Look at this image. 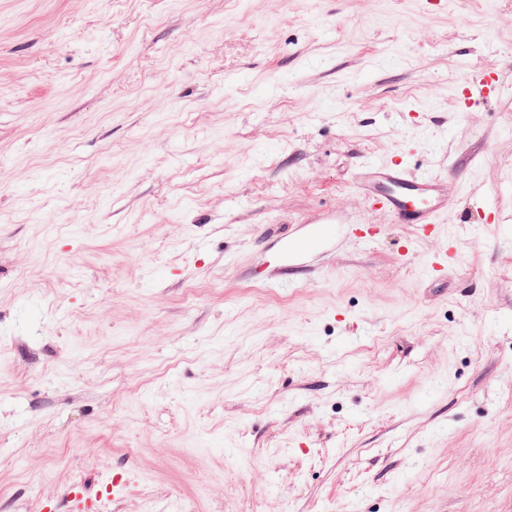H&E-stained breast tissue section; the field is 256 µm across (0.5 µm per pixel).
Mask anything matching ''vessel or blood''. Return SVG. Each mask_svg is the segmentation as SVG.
Returning <instances> with one entry per match:
<instances>
[{
    "mask_svg": "<svg viewBox=\"0 0 512 512\" xmlns=\"http://www.w3.org/2000/svg\"><path fill=\"white\" fill-rule=\"evenodd\" d=\"M497 90L498 74L493 66H486L467 78L456 104L470 107ZM354 185L366 203L368 218L339 224L332 231L322 223L313 222L305 233L282 237L281 252L269 266L270 282L298 272L307 257L324 250L328 239H335L340 247L348 244L371 247L378 238L379 227L371 223L370 217L377 213L388 217L391 223L409 225L417 236L440 240L441 245L430 255L423 276L430 281L444 278L449 266L459 258L457 241L443 223L450 204L447 178L412 171L401 157L385 158L361 163L354 175Z\"/></svg>",
    "mask_w": 512,
    "mask_h": 512,
    "instance_id": "vessel-or-blood-1",
    "label": "vessel or blood"
}]
</instances>
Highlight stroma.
Here are the masks:
<instances>
[{
    "mask_svg": "<svg viewBox=\"0 0 512 512\" xmlns=\"http://www.w3.org/2000/svg\"><path fill=\"white\" fill-rule=\"evenodd\" d=\"M396 152L448 179L447 277L387 223L264 286V225L363 215ZM74 487L512 512V0H0V512ZM498 90V74L492 65L486 66L471 74L461 92L456 96L457 108H468L474 102L488 99Z\"/></svg>",
    "mask_w": 512,
    "mask_h": 512,
    "instance_id": "1",
    "label": "stroma"
}]
</instances>
